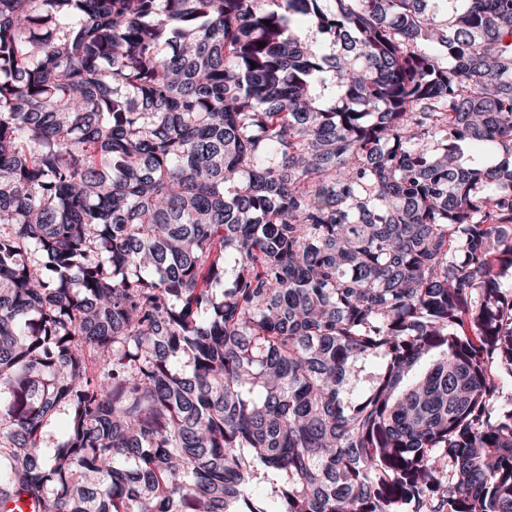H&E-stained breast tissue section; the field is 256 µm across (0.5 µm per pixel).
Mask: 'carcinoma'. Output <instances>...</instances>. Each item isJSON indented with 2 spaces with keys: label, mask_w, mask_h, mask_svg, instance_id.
Listing matches in <instances>:
<instances>
[{
  "label": "carcinoma",
  "mask_w": 512,
  "mask_h": 512,
  "mask_svg": "<svg viewBox=\"0 0 512 512\" xmlns=\"http://www.w3.org/2000/svg\"><path fill=\"white\" fill-rule=\"evenodd\" d=\"M509 267L512 0H0V512H512Z\"/></svg>",
  "instance_id": "1"
}]
</instances>
